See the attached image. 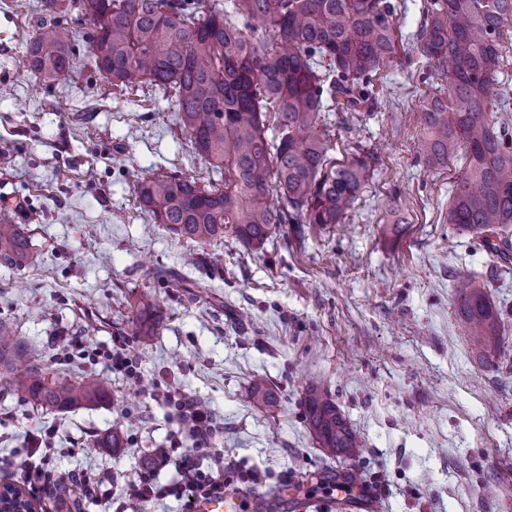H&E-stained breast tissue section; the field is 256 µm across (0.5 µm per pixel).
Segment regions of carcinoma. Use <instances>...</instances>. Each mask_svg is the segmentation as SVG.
I'll return each mask as SVG.
<instances>
[{
	"mask_svg": "<svg viewBox=\"0 0 512 512\" xmlns=\"http://www.w3.org/2000/svg\"><path fill=\"white\" fill-rule=\"evenodd\" d=\"M79 4L91 25L87 52L121 88L172 91L179 126L220 182L156 174L136 198L151 224L195 242L229 233L251 249L280 224H342L370 176L363 156L331 161L322 113L372 111L374 72L396 51L395 6L389 0H41L49 14ZM512 30V0H432L420 52L442 65L446 92L421 112L419 160L430 170L462 154L465 172L448 207V223L480 239L498 262H512V134L492 113L508 100L499 88L502 40ZM74 31L53 23L26 48L31 69L47 81L72 70ZM273 135H268V131ZM0 258L34 262L30 235L0 218ZM455 311L480 358L501 350V313L487 284L463 277ZM135 334L154 336L162 309L151 293L134 304ZM4 391L42 408L68 409L110 399L103 380L53 373L0 323ZM252 398L272 405L263 380ZM306 419L322 447L352 454L359 441L335 403L318 388L305 397Z\"/></svg>",
	"mask_w": 512,
	"mask_h": 512,
	"instance_id": "carcinoma-1",
	"label": "carcinoma"
}]
</instances>
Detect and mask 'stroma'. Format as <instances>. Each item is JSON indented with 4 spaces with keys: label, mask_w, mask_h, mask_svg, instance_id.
<instances>
[{
    "label": "stroma",
    "mask_w": 512,
    "mask_h": 512,
    "mask_svg": "<svg viewBox=\"0 0 512 512\" xmlns=\"http://www.w3.org/2000/svg\"><path fill=\"white\" fill-rule=\"evenodd\" d=\"M400 50L377 70L376 106L359 121L328 112L331 157L364 154L372 170L344 223L276 228L264 247L235 237L198 245L138 209L139 180L216 174L193 152L157 87L121 92L97 72L88 28L75 12L73 68L50 83L23 70L27 42L52 21L41 0H0V208L33 238L37 259H0V323L49 369L109 380V402L64 412L0 390V458L50 424L60 428L54 468L112 477L113 512L126 482L169 447L179 425L166 393L204 401L219 433L210 450L180 453L209 467L219 450L230 484L288 504L275 512H359L339 482L355 477L376 512H512V264H494L448 224L461 160L429 174L418 158L421 107L445 82L418 50L431 0H391ZM410 224L384 230L391 208ZM196 253L200 264L184 263ZM160 269L181 282L158 279ZM489 280L506 333L485 366L455 314L460 276ZM163 305L157 336L133 333L140 292ZM86 350L122 343L156 398L105 359L58 357L54 336ZM264 379L268 408L249 392ZM327 391L360 437L351 457L329 458L305 420L308 382ZM117 434L120 445L99 448Z\"/></svg>",
    "instance_id": "stroma-1"
}]
</instances>
